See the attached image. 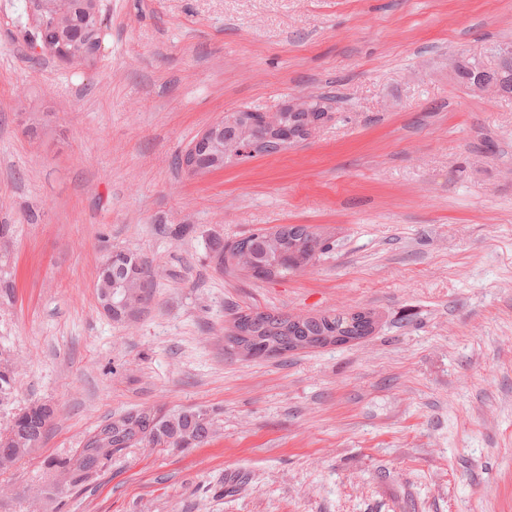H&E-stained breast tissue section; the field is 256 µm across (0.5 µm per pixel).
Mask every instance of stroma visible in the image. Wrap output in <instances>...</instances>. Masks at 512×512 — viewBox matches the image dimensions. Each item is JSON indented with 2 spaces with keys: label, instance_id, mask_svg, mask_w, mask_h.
Instances as JSON below:
<instances>
[{
  "label": "stroma",
  "instance_id": "35a3bbf8",
  "mask_svg": "<svg viewBox=\"0 0 512 512\" xmlns=\"http://www.w3.org/2000/svg\"><path fill=\"white\" fill-rule=\"evenodd\" d=\"M95 67L34 53L0 0V430L56 416L0 472V512H512V97L459 59L512 44V0H101ZM330 98L275 155L192 174L225 113ZM317 228L305 271L225 275L257 228ZM115 250L152 295L98 301ZM374 309L361 341L282 358L224 350L234 312ZM201 408L194 448L141 444L46 491L48 460L112 418Z\"/></svg>",
  "mask_w": 512,
  "mask_h": 512
}]
</instances>
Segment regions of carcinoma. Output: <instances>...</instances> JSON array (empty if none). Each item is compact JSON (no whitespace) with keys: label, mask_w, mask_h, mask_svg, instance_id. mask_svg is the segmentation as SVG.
Wrapping results in <instances>:
<instances>
[{"label":"carcinoma","mask_w":512,"mask_h":512,"mask_svg":"<svg viewBox=\"0 0 512 512\" xmlns=\"http://www.w3.org/2000/svg\"><path fill=\"white\" fill-rule=\"evenodd\" d=\"M102 10L92 0H76V9L65 37H58L54 27L41 23L32 39L44 38L63 46L61 60L72 65L88 63L83 52L102 29ZM252 251H234L232 245L222 248L218 257L224 272L245 273L256 279H270L303 271L320 258L325 244L314 228L306 230L293 224L274 231L264 228L249 235ZM375 314L370 310L324 313L317 315L274 314L250 311L238 314L230 333L224 337V350L244 358H272L331 344L358 341L370 335L375 327ZM13 394V370L8 360L0 359V406ZM38 418L20 419L15 414L7 431H25L43 438ZM212 434V421L198 409H183L159 415L148 408L131 410L100 428L85 442L79 453L54 462L53 488L60 492L75 487L115 453L144 440L168 448H192Z\"/></svg>","instance_id":"obj_1"}]
</instances>
